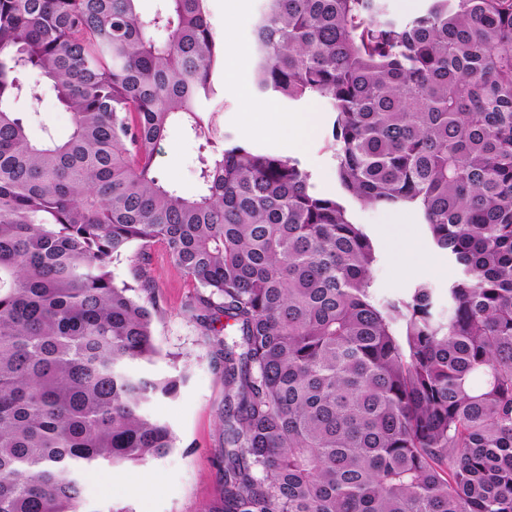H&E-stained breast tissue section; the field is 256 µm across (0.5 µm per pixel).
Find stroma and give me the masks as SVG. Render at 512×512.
Segmentation results:
<instances>
[{
	"instance_id": "stroma-1",
	"label": "stroma",
	"mask_w": 512,
	"mask_h": 512,
	"mask_svg": "<svg viewBox=\"0 0 512 512\" xmlns=\"http://www.w3.org/2000/svg\"><path fill=\"white\" fill-rule=\"evenodd\" d=\"M208 4L211 24L224 49L214 73L216 95L203 115L213 142L222 144L230 135L258 149L295 157L311 172L315 192L344 198L331 147V121L325 118L302 144L285 143L271 133L276 114L286 110L325 117L324 101L313 99L289 107L274 98L257 123L245 110L246 102L258 101L259 96L254 91L250 62H238L237 56L250 51L253 23L263 0H208ZM21 109L36 115L29 125L31 139H41L47 127L61 136L69 131L70 117L50 84H43L40 101L22 103ZM200 145L189 127L176 123L157 147L160 177L185 196L201 189ZM350 217L363 225L373 242L377 257L373 281L379 296L403 295L424 279L432 284L439 302H446L456 270L432 247L414 208L374 209L354 204ZM147 274L161 297V310L152 323L160 355L149 371L159 376L179 372L187 376L177 398L155 400L148 414L172 428L177 446L166 458L148 464L87 469L83 474L87 506L90 512H112L117 505L129 512H220L224 499V378L210 365L211 337L186 313L195 290L161 245L151 249Z\"/></svg>"
}]
</instances>
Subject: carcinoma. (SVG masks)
Listing matches in <instances>:
<instances>
[{
	"label": "carcinoma",
	"mask_w": 512,
	"mask_h": 512,
	"mask_svg": "<svg viewBox=\"0 0 512 512\" xmlns=\"http://www.w3.org/2000/svg\"><path fill=\"white\" fill-rule=\"evenodd\" d=\"M0 0V512H89L82 475L166 457L146 406L184 376L158 355V295L112 260L160 243L224 368V512H512V0H265L254 87L333 112L337 175L364 207L412 206L457 268L373 288V243L298 159L199 157L200 194L156 173L220 55L207 0ZM162 30L158 41L152 31ZM38 73L71 133L30 139Z\"/></svg>",
	"instance_id": "1"
}]
</instances>
